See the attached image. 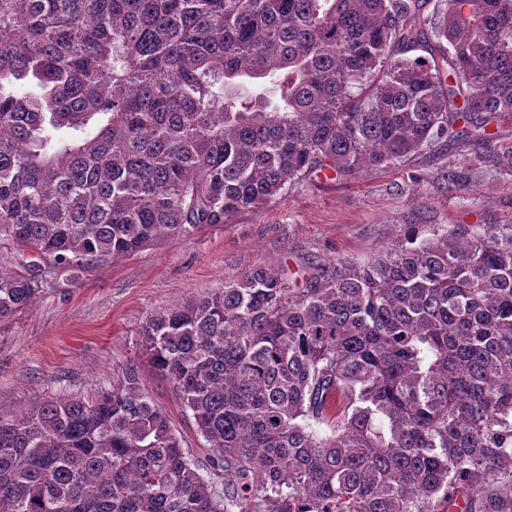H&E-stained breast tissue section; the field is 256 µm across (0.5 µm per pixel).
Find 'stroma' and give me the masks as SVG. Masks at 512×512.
Here are the masks:
<instances>
[{"label": "stroma", "mask_w": 512, "mask_h": 512, "mask_svg": "<svg viewBox=\"0 0 512 512\" xmlns=\"http://www.w3.org/2000/svg\"><path fill=\"white\" fill-rule=\"evenodd\" d=\"M472 151L470 141L460 140L364 178L313 175L190 238L90 269H60L35 254L0 248V269L38 287L31 307L0 318V405L89 396L132 362L184 447L204 455L193 419L139 344L145 315L223 287L253 266L282 268L300 280L333 258L365 260L390 245L404 224H512V169L468 166ZM452 170L463 189L449 190Z\"/></svg>", "instance_id": "35a3bbf8"}]
</instances>
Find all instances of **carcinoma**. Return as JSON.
I'll use <instances>...</instances> for the list:
<instances>
[{"mask_svg": "<svg viewBox=\"0 0 512 512\" xmlns=\"http://www.w3.org/2000/svg\"><path fill=\"white\" fill-rule=\"evenodd\" d=\"M420 10L0 0V244L91 267L461 134L512 167V0ZM427 28L443 66L406 56ZM36 295L0 270L1 318ZM138 336L208 455L128 363L0 408V512H512V224H410L301 285L255 266Z\"/></svg>", "mask_w": 512, "mask_h": 512, "instance_id": "cac0c4a2", "label": "carcinoma"}]
</instances>
